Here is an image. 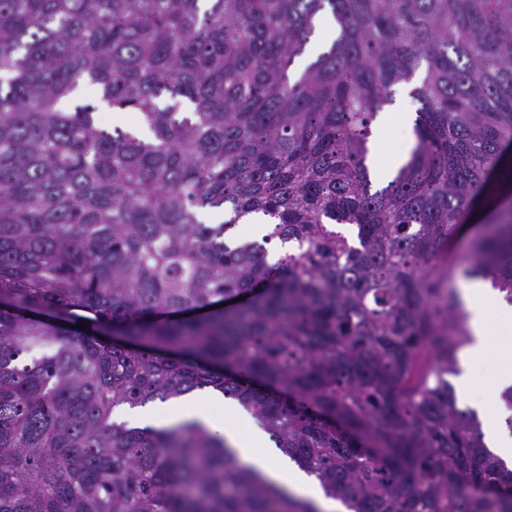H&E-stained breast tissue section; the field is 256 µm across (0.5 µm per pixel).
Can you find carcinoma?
Wrapping results in <instances>:
<instances>
[{
    "mask_svg": "<svg viewBox=\"0 0 512 512\" xmlns=\"http://www.w3.org/2000/svg\"><path fill=\"white\" fill-rule=\"evenodd\" d=\"M82 84L100 105L65 108ZM406 85L416 144L374 191ZM511 149L512 0H0V512H319L198 421L113 419L204 388L349 512H512L446 379L448 280L512 304L511 201L453 250ZM319 33L321 35L320 38L309 45L306 53L301 58L296 59L295 67L298 70H303L311 59L314 58L324 48L327 42L334 37L332 22L328 19L322 20L320 22Z\"/></svg>",
    "mask_w": 512,
    "mask_h": 512,
    "instance_id": "carcinoma-1",
    "label": "carcinoma"
}]
</instances>
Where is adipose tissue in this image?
<instances>
[{"instance_id":"adipose-tissue-1","label":"adipose tissue","mask_w":512,"mask_h":512,"mask_svg":"<svg viewBox=\"0 0 512 512\" xmlns=\"http://www.w3.org/2000/svg\"><path fill=\"white\" fill-rule=\"evenodd\" d=\"M413 122L414 115L410 112L400 110L381 113L380 128L398 125L404 130L405 137L401 147L388 152L384 160L370 162L373 181H387L405 161L415 144ZM462 294L470 312V326L475 337L474 343L465 353L463 370L456 381L459 391L466 393L471 388L473 367L489 356L494 344L512 343V305L505 302L501 294L483 281L469 282L464 286ZM492 318L497 321L493 327L488 324ZM222 403V398L201 393L170 405L167 415L164 416L140 413L139 421L147 427L173 425L185 420H198L210 426L214 423L212 408ZM224 435L237 450L241 463L259 468L270 480L287 490L300 492L312 500L321 512H337L336 501L325 497L319 485L289 462L288 458L280 454L271 458L253 454L254 443L262 439L261 430H254L252 436L247 438L241 434L238 427L231 426L225 428Z\"/></svg>"}]
</instances>
